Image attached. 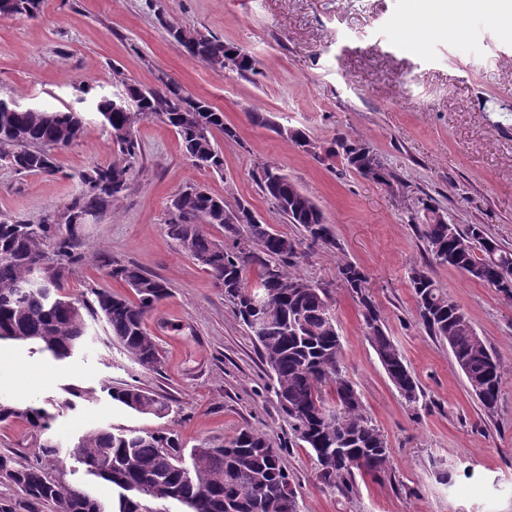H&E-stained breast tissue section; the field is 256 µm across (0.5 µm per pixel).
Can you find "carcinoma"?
Returning a JSON list of instances; mask_svg holds the SVG:
<instances>
[{"mask_svg":"<svg viewBox=\"0 0 512 512\" xmlns=\"http://www.w3.org/2000/svg\"><path fill=\"white\" fill-rule=\"evenodd\" d=\"M42 0H17L14 14L35 18ZM185 52L210 65L238 47L216 37L184 46ZM126 101L137 112L119 109L118 96H102L96 111L121 158L94 164L79 173V190L67 211L46 215L34 224L0 219V340L29 342L58 359L69 357L86 336L85 314L103 319L111 336L142 366L160 364L156 341L145 328V317L168 297L164 281L135 265H118L111 276L136 296L93 288L92 301L60 293L62 265L80 257L75 218L97 215L129 190L130 170L140 154L136 123L153 115L172 126L184 155L195 166L219 172L224 158L214 137L231 138L224 113L194 97L174 81L155 90L130 88ZM86 123L76 109L0 112V162L23 173L54 174L56 155L83 137ZM348 165L366 178L391 184L379 167H371V152L360 144L340 141ZM263 194L276 213L301 227L308 246L340 249L317 204L278 166L266 164L259 176ZM166 235L224 290V298L247 329L256 312L251 296L260 293L273 326L254 334L261 362L271 375L279 409L288 418L294 441L309 449L324 483L349 490L355 472L381 473L388 468L387 442L363 406L357 389L340 363L341 337L330 305L329 289L304 277V258L295 240L276 233L242 202L234 206L198 187H189L173 200ZM237 220H224V211ZM424 243L428 261L415 264L408 280L425 332L448 345L456 364L490 415L495 411L504 368L475 332L465 313L434 281L429 265H448L471 274L512 298V249L492 238L481 224L464 231L451 224L431 203L410 220ZM224 230L227 243L210 229ZM255 277H250V273ZM342 285L358 300L371 346L399 395L416 406L421 388L381 322L367 291L368 278L357 265L338 269ZM332 384L337 409L324 404L322 387ZM113 400L144 415L164 417L170 407L156 394L135 385L110 388ZM24 418L33 427L48 429L35 408L0 403V422ZM73 454L89 471L120 489L119 512H140L139 499L176 501L188 512H299L281 455L266 434L244 429L229 444H201L184 460L182 444L171 433L129 429H96L81 436ZM0 477L8 479L29 500L48 502L54 512H106L104 505L80 487L53 479L37 465H23L0 454Z\"/></svg>","mask_w":512,"mask_h":512,"instance_id":"obj_1","label":"carcinoma"}]
</instances>
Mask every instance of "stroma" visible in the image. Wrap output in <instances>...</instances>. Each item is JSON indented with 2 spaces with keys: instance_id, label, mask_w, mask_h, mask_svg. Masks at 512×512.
Masks as SVG:
<instances>
[{
  "instance_id": "stroma-1",
  "label": "stroma",
  "mask_w": 512,
  "mask_h": 512,
  "mask_svg": "<svg viewBox=\"0 0 512 512\" xmlns=\"http://www.w3.org/2000/svg\"><path fill=\"white\" fill-rule=\"evenodd\" d=\"M171 24L239 46L257 60V72L243 77L190 58L170 37ZM163 76L221 110L236 135L216 137L224 156L218 175L186 158L160 117L137 122L141 152L130 188L80 225L83 258L63 272V291L73 297L93 288L124 292L110 276L118 265L167 282L169 297L145 320L161 351L159 370L135 362L100 320L63 360L33 344L0 341V399L46 413L61 458L45 463L49 475L110 503L118 489L73 455L83 434L170 430L190 449L204 440L223 445L253 427L284 444L300 512H512V299L454 268L429 269L505 368L488 415L448 348L420 325L408 280L425 255L409 218L427 201L450 223L484 225L512 246V35L477 10L463 15L458 30L438 32L411 12L410 0H43L38 18L0 17V99L61 108L76 104L88 85L98 94L121 80L155 89ZM253 112L270 126L252 123ZM86 120L85 136L58 153V174L0 164V217L36 223L63 212L79 172L118 159L98 114L87 112ZM289 128L306 132L317 154L296 147ZM342 138L369 148L395 183L350 168L338 153ZM268 162L320 207L341 245L310 250L300 271L329 289L342 365L390 451L385 474H355L345 493L320 479L307 449L290 444L245 326L164 229L173 196L196 185L301 238L255 180ZM344 261L366 273L380 318L423 390L417 407L379 364L360 308L338 279ZM123 383L164 396L168 415L137 414L113 401L110 387ZM38 442L26 420L0 423V454L33 463Z\"/></svg>"
}]
</instances>
